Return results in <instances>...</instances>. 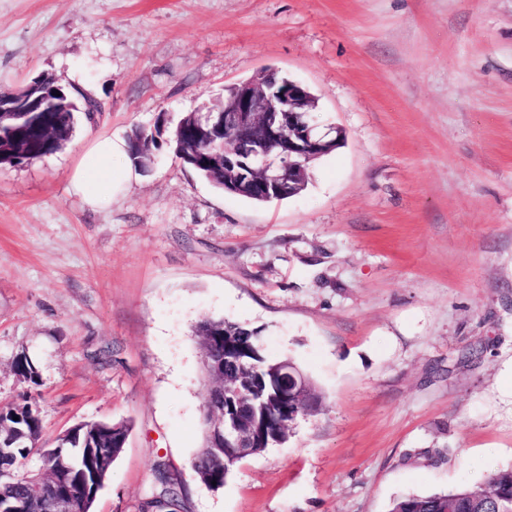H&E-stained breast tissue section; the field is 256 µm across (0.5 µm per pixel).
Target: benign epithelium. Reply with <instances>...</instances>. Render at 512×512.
<instances>
[{"mask_svg": "<svg viewBox=\"0 0 512 512\" xmlns=\"http://www.w3.org/2000/svg\"><path fill=\"white\" fill-rule=\"evenodd\" d=\"M274 73L264 72L260 81H246L230 86V97L220 98L198 113L208 129L222 124L226 134L224 149V180L239 189H258L265 199L285 197L307 180V164L330 147L328 133H320L310 124L314 107L307 89L299 82L282 81L274 92ZM31 86L0 96V116L14 112H54L62 101L48 97L42 101L30 96ZM215 346L207 341L203 366L210 383L216 384L225 399L236 397V407L227 413L225 407L207 406L209 414L205 429V447L214 454L231 448L239 457L253 452L254 430H244L240 420L257 404L291 401L308 390L309 380L294 364L283 362L270 370L272 393L253 386H240L224 378V360L210 356Z\"/></svg>", "mask_w": 512, "mask_h": 512, "instance_id": "7a95c632", "label": "benign epithelium"}]
</instances>
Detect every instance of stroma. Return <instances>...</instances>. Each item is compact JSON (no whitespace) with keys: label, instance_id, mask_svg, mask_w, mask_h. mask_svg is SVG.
<instances>
[{"label":"stroma","instance_id":"stroma-1","mask_svg":"<svg viewBox=\"0 0 512 512\" xmlns=\"http://www.w3.org/2000/svg\"><path fill=\"white\" fill-rule=\"evenodd\" d=\"M265 69L345 136L301 194L217 191L164 141L108 210L68 195L95 137ZM42 76L102 110L0 165V406L35 404L48 446L130 424L93 512H143L165 475L174 512H387L512 467V0H0V86ZM208 317L323 400L217 490L191 470Z\"/></svg>","mask_w":512,"mask_h":512}]
</instances>
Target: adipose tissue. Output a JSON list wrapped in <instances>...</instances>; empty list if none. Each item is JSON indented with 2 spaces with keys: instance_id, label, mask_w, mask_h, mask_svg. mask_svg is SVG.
<instances>
[{
  "instance_id": "1",
  "label": "adipose tissue",
  "mask_w": 512,
  "mask_h": 512,
  "mask_svg": "<svg viewBox=\"0 0 512 512\" xmlns=\"http://www.w3.org/2000/svg\"><path fill=\"white\" fill-rule=\"evenodd\" d=\"M135 178L127 137L102 135L90 143L70 172L68 192L85 206L103 211L128 195Z\"/></svg>"
}]
</instances>
